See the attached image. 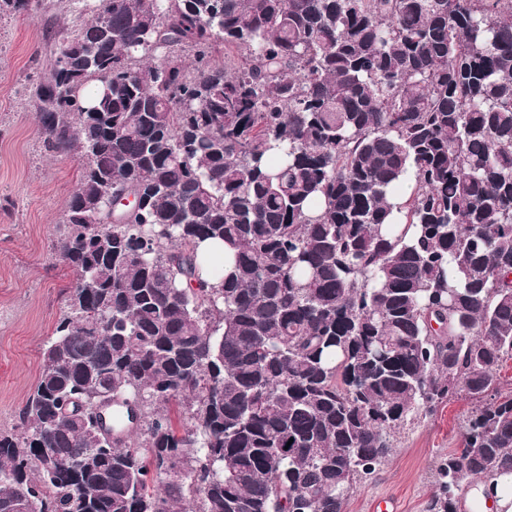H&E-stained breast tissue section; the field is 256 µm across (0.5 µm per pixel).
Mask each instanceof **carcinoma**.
I'll use <instances>...</instances> for the list:
<instances>
[{
  "label": "carcinoma",
  "mask_w": 512,
  "mask_h": 512,
  "mask_svg": "<svg viewBox=\"0 0 512 512\" xmlns=\"http://www.w3.org/2000/svg\"><path fill=\"white\" fill-rule=\"evenodd\" d=\"M86 7L32 93L81 159L75 283L0 431V512H345L457 395L427 512L512 474V0Z\"/></svg>",
  "instance_id": "obj_1"
}]
</instances>
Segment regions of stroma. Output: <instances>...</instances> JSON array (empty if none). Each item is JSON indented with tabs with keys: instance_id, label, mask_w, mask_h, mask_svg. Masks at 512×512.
Returning <instances> with one entry per match:
<instances>
[{
	"instance_id": "35a3bbf8",
	"label": "stroma",
	"mask_w": 512,
	"mask_h": 512,
	"mask_svg": "<svg viewBox=\"0 0 512 512\" xmlns=\"http://www.w3.org/2000/svg\"><path fill=\"white\" fill-rule=\"evenodd\" d=\"M46 13L0 12V429L18 423L45 345L75 282L52 244L78 186V155L47 151L31 90L49 73L51 38L88 18L81 0H49ZM470 408L459 398L396 433L387 461L357 486L346 512H373L390 498L394 512H427L438 460L461 444Z\"/></svg>"
}]
</instances>
